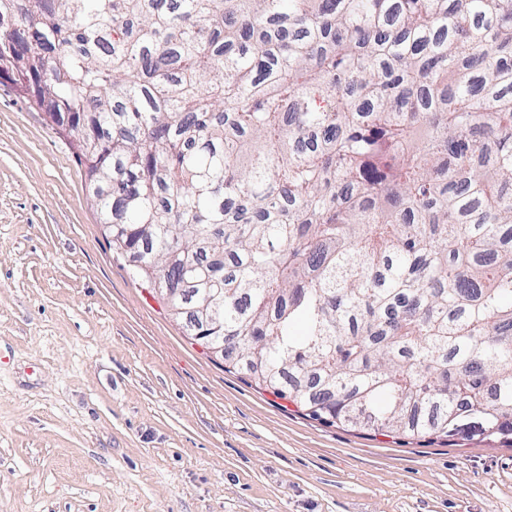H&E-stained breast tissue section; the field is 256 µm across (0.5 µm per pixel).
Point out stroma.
<instances>
[{
	"label": "stroma",
	"instance_id": "stroma-1",
	"mask_svg": "<svg viewBox=\"0 0 512 512\" xmlns=\"http://www.w3.org/2000/svg\"><path fill=\"white\" fill-rule=\"evenodd\" d=\"M0 512H512V446L328 425L225 370L1 75Z\"/></svg>",
	"mask_w": 512,
	"mask_h": 512
}]
</instances>
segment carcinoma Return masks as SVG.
I'll list each match as a JSON object with an SVG mask.
<instances>
[{
  "label": "carcinoma",
  "instance_id": "carcinoma-1",
  "mask_svg": "<svg viewBox=\"0 0 512 512\" xmlns=\"http://www.w3.org/2000/svg\"><path fill=\"white\" fill-rule=\"evenodd\" d=\"M0 75L229 367L313 419L512 441V0H0Z\"/></svg>",
  "mask_w": 512,
  "mask_h": 512
}]
</instances>
